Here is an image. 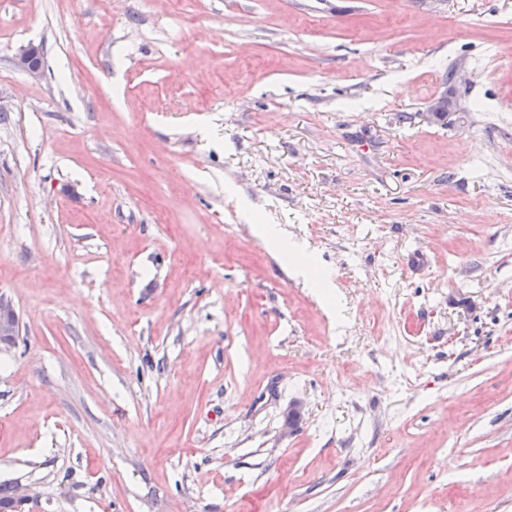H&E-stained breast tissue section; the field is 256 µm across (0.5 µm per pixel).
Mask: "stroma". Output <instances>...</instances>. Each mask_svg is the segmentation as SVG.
I'll use <instances>...</instances> for the list:
<instances>
[{
    "instance_id": "1",
    "label": "stroma",
    "mask_w": 512,
    "mask_h": 512,
    "mask_svg": "<svg viewBox=\"0 0 512 512\" xmlns=\"http://www.w3.org/2000/svg\"><path fill=\"white\" fill-rule=\"evenodd\" d=\"M0 295L31 512H512V0H0ZM16 64L32 79H40L44 73L41 47L30 45L23 48L16 57ZM18 334V321L11 304L0 296V343L11 345Z\"/></svg>"
}]
</instances>
